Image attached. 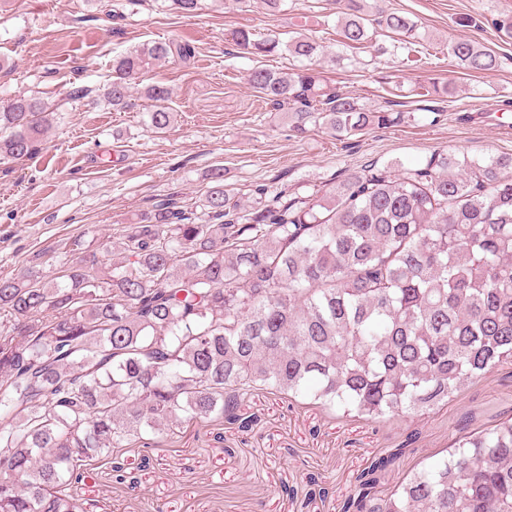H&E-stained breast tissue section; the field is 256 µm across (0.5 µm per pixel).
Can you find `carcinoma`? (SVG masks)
Masks as SVG:
<instances>
[{
    "mask_svg": "<svg viewBox=\"0 0 512 512\" xmlns=\"http://www.w3.org/2000/svg\"><path fill=\"white\" fill-rule=\"evenodd\" d=\"M371 0H336L341 47L380 31L427 59L398 11L371 19ZM376 27H370L371 22ZM256 57L287 55L288 73L256 67L249 85L304 134L347 139L401 113L370 109L323 78V45L249 29L232 35ZM459 68H497L470 39L449 47ZM188 42L154 41L117 56L102 96L120 112L131 80ZM149 126L172 127L170 88L146 85ZM53 111L19 95L0 107V159L30 156ZM59 275L0 277V512H95L74 487L97 465L125 483L115 450L205 419L249 433L255 392L301 397L378 423L423 416L493 368L512 365V155L445 149L424 161L371 164L309 196L255 187L242 205L214 168L200 211L167 199L118 237L72 242ZM449 455L389 494L382 476L419 440L383 448L355 478L340 512H512V418L458 428ZM301 507L326 502L314 478L288 490Z\"/></svg>",
    "mask_w": 512,
    "mask_h": 512,
    "instance_id": "carcinoma-1",
    "label": "carcinoma"
}]
</instances>
